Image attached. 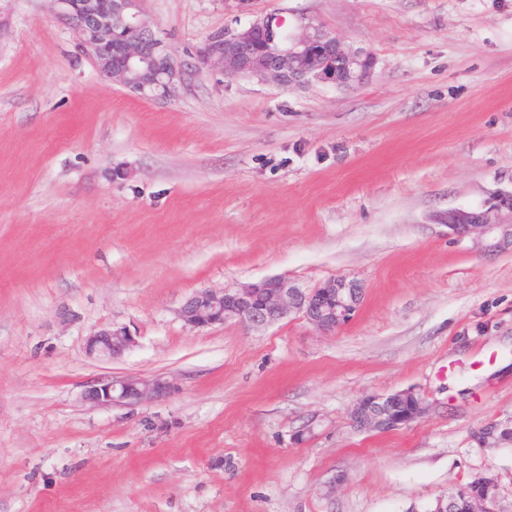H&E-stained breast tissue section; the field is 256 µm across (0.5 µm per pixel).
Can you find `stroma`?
Returning <instances> with one entry per match:
<instances>
[{
    "instance_id": "1",
    "label": "stroma",
    "mask_w": 512,
    "mask_h": 512,
    "mask_svg": "<svg viewBox=\"0 0 512 512\" xmlns=\"http://www.w3.org/2000/svg\"><path fill=\"white\" fill-rule=\"evenodd\" d=\"M191 61L253 13L376 59L354 88L194 73L170 100L113 84L49 0H0V512H428L479 476L512 512V252L449 209L512 192V0H141ZM354 280L358 315L193 328L202 289ZM136 344L90 357L99 328ZM169 395L95 407L89 382ZM414 389L380 434L350 411ZM429 412L425 399L414 389L388 394H366L352 407V418L360 430L391 432L424 419Z\"/></svg>"
}]
</instances>
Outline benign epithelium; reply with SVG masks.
I'll return each mask as SVG.
<instances>
[{
	"label": "benign epithelium",
	"mask_w": 512,
	"mask_h": 512,
	"mask_svg": "<svg viewBox=\"0 0 512 512\" xmlns=\"http://www.w3.org/2000/svg\"><path fill=\"white\" fill-rule=\"evenodd\" d=\"M73 29L80 50L112 82L142 97L167 100L175 96L189 71H217L228 78L252 77L283 87L312 82L353 87L373 72L375 59L340 38L308 27L291 34L276 13L255 16L241 30H224L196 50L195 65L174 56L152 31L140 7L141 0H51ZM448 229L470 238L476 249L493 253L512 250V193L501 192L477 209L448 210ZM361 289L344 277L310 291L285 277L265 278L232 291L204 289L181 307L182 320L191 327L222 325L233 320L254 326L275 323L292 311L300 312L322 335H333L358 313ZM135 345L124 326L112 325L92 333L88 353L114 358ZM164 377H130L118 383L98 381L87 386L86 401L99 407L116 403L135 406L171 392ZM425 399L414 389L388 394H366L352 407L355 425L365 431L391 432L424 419ZM491 477L469 482L465 489L469 512H498Z\"/></svg>",
	"instance_id": "1"
}]
</instances>
